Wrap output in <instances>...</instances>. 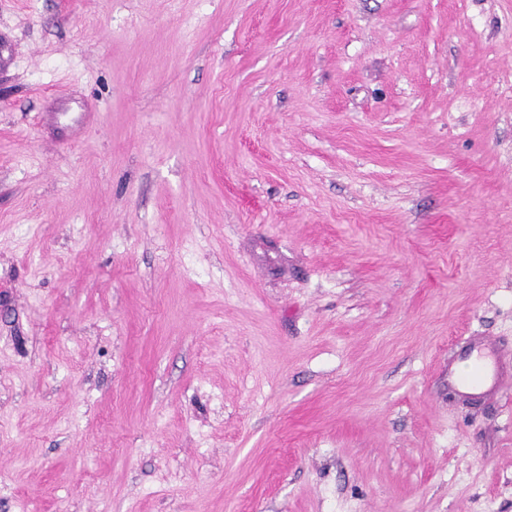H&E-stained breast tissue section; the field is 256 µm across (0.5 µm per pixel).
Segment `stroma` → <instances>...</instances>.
<instances>
[{
  "mask_svg": "<svg viewBox=\"0 0 512 512\" xmlns=\"http://www.w3.org/2000/svg\"><path fill=\"white\" fill-rule=\"evenodd\" d=\"M0 512H512V0H0ZM476 350L477 354L473 358L476 371L469 380L470 385L482 384L485 380L490 379L492 384L497 385L499 382L497 360L493 356V349L484 345H473L470 347L469 355Z\"/></svg>",
  "mask_w": 512,
  "mask_h": 512,
  "instance_id": "1",
  "label": "stroma"
}]
</instances>
